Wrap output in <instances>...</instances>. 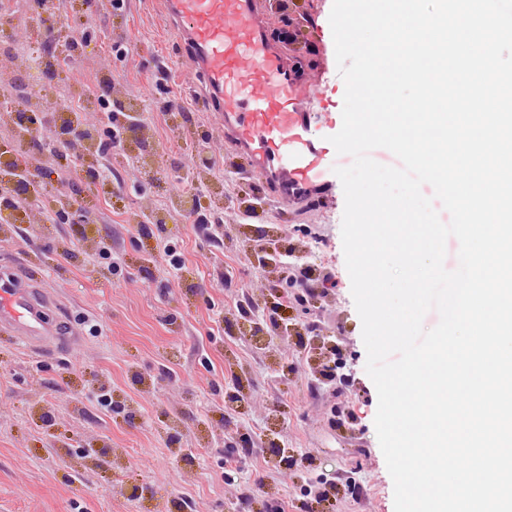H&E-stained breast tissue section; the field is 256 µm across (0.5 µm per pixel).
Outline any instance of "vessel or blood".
Segmentation results:
<instances>
[{"mask_svg": "<svg viewBox=\"0 0 512 512\" xmlns=\"http://www.w3.org/2000/svg\"><path fill=\"white\" fill-rule=\"evenodd\" d=\"M293 3L160 0L224 129L227 154L241 163L244 180L265 186L279 218L296 224L320 221L333 192L322 135L332 121L324 110L332 66L327 52L310 62L300 55L302 46L321 43L316 24L299 21L288 41L272 37L273 16ZM54 306L38 266L0 265V332L31 351L70 349L78 338L50 318Z\"/></svg>", "mask_w": 512, "mask_h": 512, "instance_id": "vessel-or-blood-1", "label": "vessel or blood"}]
</instances>
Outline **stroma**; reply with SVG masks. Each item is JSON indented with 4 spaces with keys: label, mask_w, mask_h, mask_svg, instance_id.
I'll return each instance as SVG.
<instances>
[{
    "label": "stroma",
    "mask_w": 512,
    "mask_h": 512,
    "mask_svg": "<svg viewBox=\"0 0 512 512\" xmlns=\"http://www.w3.org/2000/svg\"><path fill=\"white\" fill-rule=\"evenodd\" d=\"M159 0L86 15L89 52L53 86L58 97L111 71L112 95L143 113L122 143H95L89 179L63 167L53 124L17 141L0 75V169L43 161L38 199H19L0 262L39 263L79 345L54 354L0 333V512H394L377 438L375 385L341 237L343 209L320 223L248 217L231 192L224 138ZM126 37L130 52L112 55ZM184 112H168L169 99ZM212 169L195 166L197 154ZM193 184V211H171ZM87 201L82 224L48 221ZM314 251L325 290L281 286L255 245ZM121 260L111 271L99 250ZM172 248L183 260L172 270ZM286 318L287 331L271 325ZM101 332H94V325ZM245 464L227 468L229 450ZM278 450L277 468L263 462ZM260 484L249 501L245 485ZM327 499H319L318 489Z\"/></svg>",
    "instance_id": "1"
}]
</instances>
